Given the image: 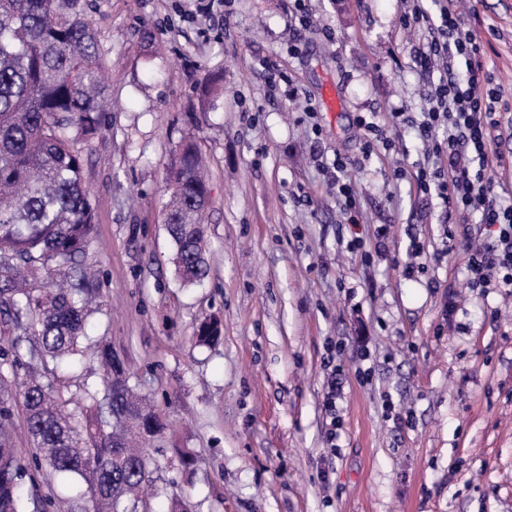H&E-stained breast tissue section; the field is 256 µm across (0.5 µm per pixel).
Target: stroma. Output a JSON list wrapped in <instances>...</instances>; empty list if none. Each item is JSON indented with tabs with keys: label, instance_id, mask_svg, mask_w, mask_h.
Returning <instances> with one entry per match:
<instances>
[{
	"label": "stroma",
	"instance_id": "35a3bbf8",
	"mask_svg": "<svg viewBox=\"0 0 512 512\" xmlns=\"http://www.w3.org/2000/svg\"><path fill=\"white\" fill-rule=\"evenodd\" d=\"M82 2L112 102L82 147L96 208L83 263L102 302L87 330L166 425L145 512L175 497L186 512H512V288H466V249L486 228L448 227L436 198L394 177L446 163L417 136L440 73L400 23L414 0H306L305 29L290 0ZM465 25L500 90L494 177L512 198V0H469ZM215 73L224 96L205 110ZM371 114L383 137L366 159L357 119ZM189 130L211 188L198 287L177 281L162 223ZM338 155L357 162L355 226L328 170ZM355 235L370 261L348 250ZM414 237L430 259L409 277ZM209 317L222 334L198 344Z\"/></svg>",
	"mask_w": 512,
	"mask_h": 512
}]
</instances>
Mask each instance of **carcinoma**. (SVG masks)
I'll use <instances>...</instances> for the list:
<instances>
[{
    "label": "carcinoma",
    "instance_id": "carcinoma-1",
    "mask_svg": "<svg viewBox=\"0 0 512 512\" xmlns=\"http://www.w3.org/2000/svg\"><path fill=\"white\" fill-rule=\"evenodd\" d=\"M214 76L202 89L208 107L223 94ZM109 111L95 33L81 0H0V512H31L46 472L86 484L79 512H137L150 481L147 444L163 424L128 386L106 339L94 354L98 387L80 380L88 304L94 289L80 258L95 229L77 148L100 136ZM163 224L174 244L178 278L199 284L209 272L204 216L210 189L192 138L178 146L166 184ZM53 266L69 285L41 282ZM205 320L197 338L221 335ZM35 336L22 348L21 337ZM68 369L65 395L34 370L48 361ZM29 370L17 381V371ZM20 401L35 452L26 463L13 442L11 406ZM82 406L81 421L68 405Z\"/></svg>",
    "mask_w": 512,
    "mask_h": 512
}]
</instances>
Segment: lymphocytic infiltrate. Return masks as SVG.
<instances>
[{"label":"lymphocytic infiltrate","instance_id":"1","mask_svg":"<svg viewBox=\"0 0 512 512\" xmlns=\"http://www.w3.org/2000/svg\"><path fill=\"white\" fill-rule=\"evenodd\" d=\"M410 25L426 35L418 52L422 65L437 57L465 65L461 74L452 66L446 69L420 125L425 145L435 153H446L448 166L419 170L416 185L436 195L449 223L464 224L475 216L492 229V241L467 248L468 287L512 288V205L502 203L492 174L494 163L501 159L492 148L500 125L498 92L481 48L462 23L459 0H441L435 14L416 8Z\"/></svg>","mask_w":512,"mask_h":512}]
</instances>
